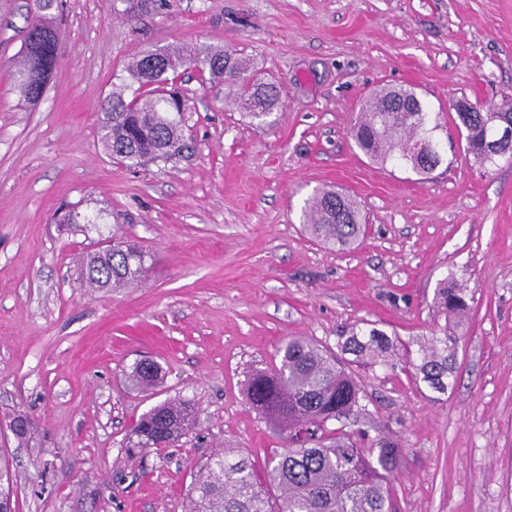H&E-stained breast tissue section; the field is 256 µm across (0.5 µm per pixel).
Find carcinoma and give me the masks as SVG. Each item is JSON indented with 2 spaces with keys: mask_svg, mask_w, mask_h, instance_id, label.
Masks as SVG:
<instances>
[{
  "mask_svg": "<svg viewBox=\"0 0 512 512\" xmlns=\"http://www.w3.org/2000/svg\"><path fill=\"white\" fill-rule=\"evenodd\" d=\"M52 5L40 0L27 15V26L14 84L28 102L40 97L58 59L56 22L39 8ZM160 56L156 64L150 60ZM192 64L203 82L222 83L258 120L256 108H276L280 87L244 76L241 62L211 46L172 47L144 54L128 69L131 84L111 92L101 110L102 142L109 155L122 157L130 166L167 162L185 148L183 128L189 101L176 82L185 64ZM406 107L395 112L394 107ZM501 114L458 112L452 118L457 132L465 133L467 150L485 163V144L492 138ZM430 112L411 90L387 89L366 101L352 128L357 148L381 164H401L421 173L426 160H411L410 140L432 132ZM358 203L332 190L318 191L303 209V226L316 241L337 251L351 248L363 232ZM112 246L83 258L87 283L98 289L123 288L140 276L144 254L134 244L113 234ZM434 306L452 321L443 335L432 334L421 347L414 375L433 390L444 393L453 374L458 347L457 331L465 325L471 307L467 289L440 283ZM396 340L378 328H353L337 337L336 351L306 336L290 337L278 349L279 363L271 373H256L246 388L248 404L270 420L288 445L272 457L258 477L251 462L228 455L210 458L194 479L188 512H389L384 476L399 465L401 446L390 438L374 440L363 448L368 432L349 430L343 419L358 414L364 392L343 355L359 364L390 365ZM162 367L144 359L129 374L131 384L153 390L162 384ZM198 407L185 399H169L145 413L134 427L140 448H169L191 433Z\"/></svg>",
  "mask_w": 512,
  "mask_h": 512,
  "instance_id": "1",
  "label": "carcinoma"
}]
</instances>
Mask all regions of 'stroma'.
<instances>
[{"mask_svg":"<svg viewBox=\"0 0 512 512\" xmlns=\"http://www.w3.org/2000/svg\"><path fill=\"white\" fill-rule=\"evenodd\" d=\"M33 0H0V430L17 512H185L208 458L230 448L256 470L284 441L246 402L291 336L335 346L373 324L403 346L431 337L443 279L468 287L471 319L443 393L404 362L359 370L357 425L401 445L391 512H512V163L485 167L454 131L419 176L370 162L351 128L389 87L417 92L441 121L462 99H512V0H56L63 31L42 100L11 72ZM206 44L278 83L251 120L221 85L186 67L189 148L129 168L102 142L101 104L144 52ZM319 188L358 198L367 230L344 252L300 220ZM79 224L54 220L60 207ZM119 234L146 253L135 286L87 288L79 256ZM156 360L161 390L131 389ZM194 401L174 448H134L132 428L168 398Z\"/></svg>","mask_w":512,"mask_h":512,"instance_id":"obj_1","label":"stroma"}]
</instances>
